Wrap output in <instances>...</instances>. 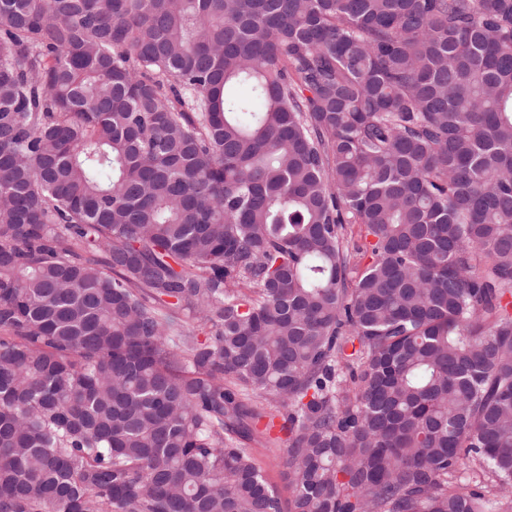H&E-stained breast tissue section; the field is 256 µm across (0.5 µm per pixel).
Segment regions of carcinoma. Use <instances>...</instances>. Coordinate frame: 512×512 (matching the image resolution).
<instances>
[{
  "mask_svg": "<svg viewBox=\"0 0 512 512\" xmlns=\"http://www.w3.org/2000/svg\"><path fill=\"white\" fill-rule=\"evenodd\" d=\"M262 418L512 512V0H0V512H282ZM247 448H250L256 465L262 470L268 483L276 490L283 512H288L291 490L288 486L287 467L283 453L274 449L275 447L267 445L264 439L260 437L255 441L249 442Z\"/></svg>",
  "mask_w": 512,
  "mask_h": 512,
  "instance_id": "1",
  "label": "carcinoma"
}]
</instances>
